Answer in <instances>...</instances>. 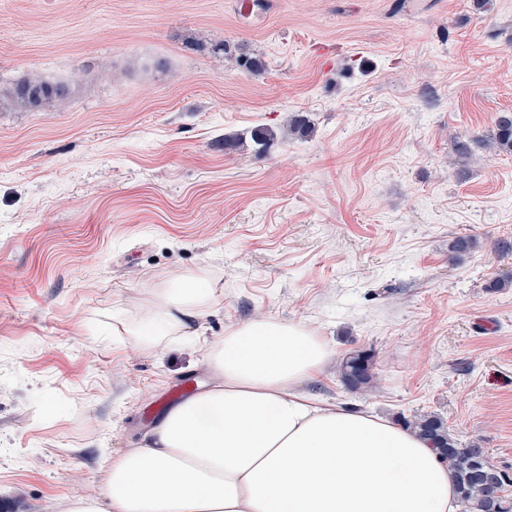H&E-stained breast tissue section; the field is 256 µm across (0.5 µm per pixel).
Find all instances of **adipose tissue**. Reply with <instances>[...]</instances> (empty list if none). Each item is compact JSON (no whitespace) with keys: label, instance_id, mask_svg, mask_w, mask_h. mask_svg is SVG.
I'll return each instance as SVG.
<instances>
[{"label":"adipose tissue","instance_id":"adipose-tissue-1","mask_svg":"<svg viewBox=\"0 0 512 512\" xmlns=\"http://www.w3.org/2000/svg\"><path fill=\"white\" fill-rule=\"evenodd\" d=\"M220 299L186 276L116 333L143 350L189 343ZM330 356L303 323L229 327L206 351L213 383L168 405L99 496L73 494L67 512H458L452 473L420 437L302 391Z\"/></svg>","mask_w":512,"mask_h":512}]
</instances>
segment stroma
I'll return each mask as SVG.
<instances>
[{
    "instance_id": "obj_1",
    "label": "stroma",
    "mask_w": 512,
    "mask_h": 512,
    "mask_svg": "<svg viewBox=\"0 0 512 512\" xmlns=\"http://www.w3.org/2000/svg\"><path fill=\"white\" fill-rule=\"evenodd\" d=\"M0 0V88L72 83L0 111V512L98 492L172 402L209 383L226 328L301 322L332 356L304 391L391 421L442 415L512 472V0ZM260 55L254 75L217 51ZM307 136L228 152L224 137ZM477 248L456 259L457 235ZM206 275L200 344L113 326ZM375 355L350 393L338 367ZM70 95L71 87L68 83L22 79L7 90H0V108L31 111L51 103L64 104ZM484 147L492 146L497 151L512 155V112H500L494 121V129ZM375 369V356L370 351L352 352L341 363V381L350 392L362 394L374 386Z\"/></svg>"
}]
</instances>
